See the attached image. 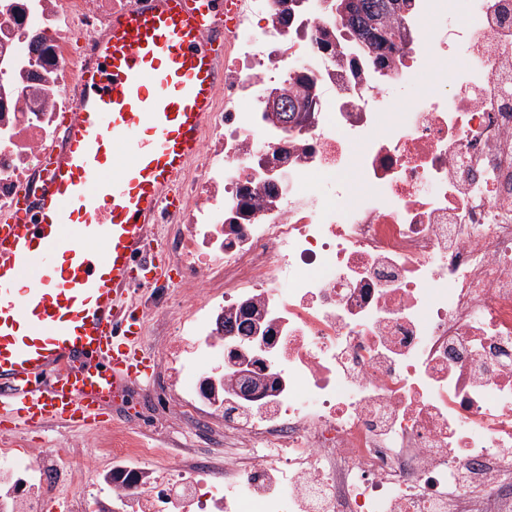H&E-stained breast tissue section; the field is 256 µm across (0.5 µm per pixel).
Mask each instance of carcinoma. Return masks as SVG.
<instances>
[{
	"mask_svg": "<svg viewBox=\"0 0 512 512\" xmlns=\"http://www.w3.org/2000/svg\"><path fill=\"white\" fill-rule=\"evenodd\" d=\"M415 0H329L327 15L336 20V55L352 50L374 55L382 68L394 72L410 50L409 41L400 40V30ZM293 90L278 95L269 111L283 125L295 127L306 121L315 104L312 85L297 77Z\"/></svg>",
	"mask_w": 512,
	"mask_h": 512,
	"instance_id": "1",
	"label": "carcinoma"
}]
</instances>
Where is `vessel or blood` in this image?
Wrapping results in <instances>:
<instances>
[{"label":"vessel or blood","instance_id":"obj_1","mask_svg":"<svg viewBox=\"0 0 512 512\" xmlns=\"http://www.w3.org/2000/svg\"><path fill=\"white\" fill-rule=\"evenodd\" d=\"M62 117L60 150L0 221V424L98 421L148 375L140 291L170 277L152 230L200 159L242 0H129Z\"/></svg>","mask_w":512,"mask_h":512}]
</instances>
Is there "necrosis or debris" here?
Listing matches in <instances>:
<instances>
[{
    "instance_id": "obj_1",
    "label": "necrosis or debris",
    "mask_w": 512,
    "mask_h": 512,
    "mask_svg": "<svg viewBox=\"0 0 512 512\" xmlns=\"http://www.w3.org/2000/svg\"><path fill=\"white\" fill-rule=\"evenodd\" d=\"M311 2L285 27L275 0H243L163 220L178 286L153 284L144 311L168 406L223 427L221 453L167 468L164 441L118 421L95 468L5 443L0 512H512V0H417L418 48L393 73L322 50ZM126 4L0 0V217ZM299 75L317 105L287 131L266 108ZM257 327L274 378L251 402L231 347Z\"/></svg>"
}]
</instances>
